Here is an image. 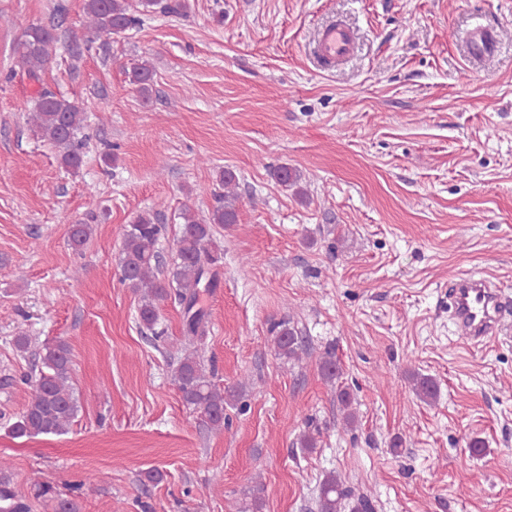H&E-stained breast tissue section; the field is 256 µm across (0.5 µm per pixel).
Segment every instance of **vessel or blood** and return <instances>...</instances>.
Segmentation results:
<instances>
[{
    "mask_svg": "<svg viewBox=\"0 0 512 512\" xmlns=\"http://www.w3.org/2000/svg\"><path fill=\"white\" fill-rule=\"evenodd\" d=\"M499 42L495 28L482 25L470 36L468 52L471 59L481 60L492 55ZM353 50V34L342 24L325 25L314 47L318 61L327 67L350 56ZM512 304L502 293L482 277L462 276L448 286V312L456 332L463 338L480 343L487 339L512 333V327L504 322Z\"/></svg>",
    "mask_w": 512,
    "mask_h": 512,
    "instance_id": "obj_1",
    "label": "vessel or blood"
}]
</instances>
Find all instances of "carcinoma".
<instances>
[{"label": "carcinoma", "instance_id": "1", "mask_svg": "<svg viewBox=\"0 0 512 512\" xmlns=\"http://www.w3.org/2000/svg\"><path fill=\"white\" fill-rule=\"evenodd\" d=\"M87 30L93 35L123 34L143 24V15L153 12L182 16L186 13L185 0H84ZM58 39L54 29L32 25L17 44V63L27 75L37 80L56 59ZM129 83L137 86L144 99H149L154 83L153 67L146 61L133 65L126 72ZM86 112L75 102L46 88H41L35 100L31 123L36 135L56 148L60 164L76 171L83 163L87 136L83 134ZM274 178L286 187L296 188L299 200L307 198L300 186L296 171L281 166ZM219 183L224 188L217 205L202 215L187 206L181 212L183 231L174 241L175 255L170 271L171 287L183 305V328L191 341H203L206 335V313L196 307L201 289L213 286L215 275L210 266L221 259L214 243L216 225L238 223L237 176L231 170L219 172ZM92 233V226L79 221L70 226L69 242L74 248L83 246ZM161 223L156 212L138 214L123 234L119 265L122 281L140 292L139 318L151 332L159 321V301L168 295L166 286L157 277L163 267V256L158 248ZM278 355L298 361L304 348L297 331L290 322L281 321L271 328ZM38 371L23 377L30 389V399L22 412L10 424L13 437L19 439L38 435H63L68 432L79 411V403L71 384L72 353L63 340L43 344ZM323 376L336 379L340 370L335 353L327 350L320 365ZM175 380L183 402L207 420L211 428L224 427L225 405L235 400V392L224 391L214 385L201 363L200 347L180 362ZM413 390L424 400L437 398L438 387L433 379L420 376L413 379ZM338 401L344 411L343 422L348 429L356 424L349 393L342 389ZM5 464H0V512H23L24 505L15 497L4 481ZM349 492L335 473L324 476L318 495V512H341L342 501Z\"/></svg>", "mask_w": 512, "mask_h": 512}]
</instances>
